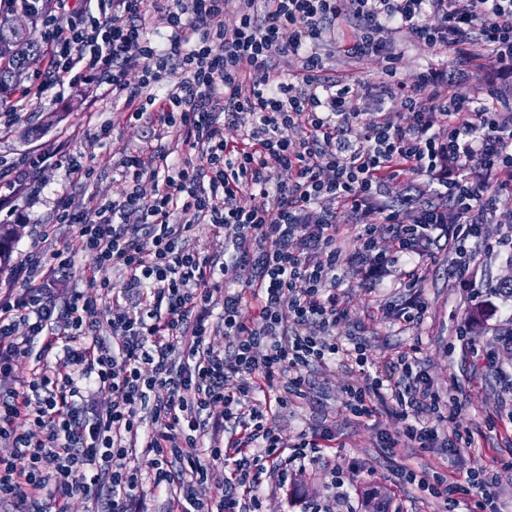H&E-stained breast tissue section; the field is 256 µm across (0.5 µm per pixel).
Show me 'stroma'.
Listing matches in <instances>:
<instances>
[{"instance_id": "stroma-1", "label": "stroma", "mask_w": 512, "mask_h": 512, "mask_svg": "<svg viewBox=\"0 0 512 512\" xmlns=\"http://www.w3.org/2000/svg\"><path fill=\"white\" fill-rule=\"evenodd\" d=\"M402 58L397 77L408 85L420 74L432 70L447 74V91L488 105L500 100L512 102V75L501 73L478 60L466 71L450 68L444 48L422 43H399ZM34 116L0 129V157L15 161L57 150L60 163L44 166L40 176L46 189L39 197L23 202L20 237L5 260L0 261V280L6 279L26 254L38 248L52 250L76 235L75 227L56 221V201L69 192L86 214H94L101 197L121 196L128 186L125 160L140 147L152 144L168 150L170 162L181 160L171 138H158L151 125L128 122L122 106L113 104L111 95L85 85L64 94H43L32 106ZM108 126L107 138L95 139L99 126ZM79 153L90 159L93 173L88 182L73 183L64 157ZM55 227L53 237L39 240L41 225ZM455 264L453 254L442 251L429 261L423 299L427 312L422 322L400 326L393 315L398 296L390 279H383L373 291L348 276L340 295L344 316L340 331H358L374 355L389 357L418 348V357L435 389L448 401L444 431L474 436L477 445L462 449V468L496 471V491L501 503L512 512V424L506 414L512 410V397L503 392L512 378V351L504 349L502 337L512 332V299L498 292L504 279L512 276V251L504 249L483 255L477 273L482 297H474L452 278L448 270ZM467 326L466 338H458L459 326ZM495 354L497 366L487 369L484 357ZM311 400H296L277 409L273 416L286 442L314 426H331L337 447L326 449L324 458L293 481L280 482L276 473L263 476L258 491L261 512H304L306 502L317 499L330 484L334 472H343L349 497L338 503L336 512H360L361 491L372 486L391 500L392 512H438L435 499L422 496L400 485L393 476L399 463L413 464L420 470L443 467L446 454L441 449L401 448L389 454L379 448L377 431L398 434L403 428L391 407L379 408L374 422L354 417L344 406L345 387L353 375L344 367L333 370L311 369Z\"/></svg>"}]
</instances>
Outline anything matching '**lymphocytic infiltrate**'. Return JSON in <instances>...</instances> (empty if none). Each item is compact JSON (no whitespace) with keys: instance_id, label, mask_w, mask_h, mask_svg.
I'll use <instances>...</instances> for the list:
<instances>
[{"instance_id":"1","label":"lymphocytic infiltrate","mask_w":512,"mask_h":512,"mask_svg":"<svg viewBox=\"0 0 512 512\" xmlns=\"http://www.w3.org/2000/svg\"><path fill=\"white\" fill-rule=\"evenodd\" d=\"M143 0H104L102 18L69 27L46 19L47 80L0 102V113L26 114L33 93L107 85L128 120L177 132L187 152L206 166L169 164L165 152L143 146L126 166L132 187L100 202L94 219L68 195L57 200V222L77 228L75 243L27 255L0 280V505L7 512H69L78 494L94 512H146V493L173 494V512H255L265 464L305 470L336 435L324 428L286 443L269 423L274 407L307 393V372L347 363L356 374L346 406L362 420L392 405L402 436L383 432L384 448H444L456 458L459 434H441L448 405L418 357L371 354L357 333L337 329L342 216L359 228L351 265L365 287L381 275L401 291L396 319L422 318L425 264L436 244L457 269L476 265L494 245L488 216L512 201V113L448 95L444 79L423 73L413 85L396 78L397 37L448 49L451 64L470 62L479 37L487 60L512 73V0H172L168 48L155 45ZM236 16L233 27L225 14ZM352 16L345 56L381 57L380 83L325 75L320 51L339 18ZM180 84L156 94L170 57ZM141 66L138 84L125 69ZM376 98L367 119L353 101ZM235 127L236 140L224 138ZM43 152L0 167V223L16 203L38 195ZM287 181L272 183L274 171ZM427 178L447 206L408 198L380 201L391 178ZM224 236L223 264L185 243L197 225ZM93 254L85 289L56 298L51 283L77 253ZM126 275L131 307L102 323L97 272ZM222 314H215L216 298ZM235 337L228 349L210 345L216 325ZM34 358L29 378L16 361ZM109 395L87 412L83 393ZM143 438L148 470L133 461L128 440ZM229 472L219 498L202 493L210 462ZM401 484L459 512L460 493H475L476 512H502L493 472L428 473L397 467Z\"/></svg>"}]
</instances>
